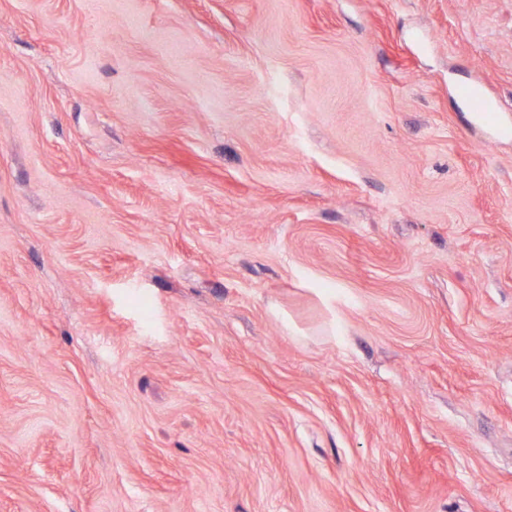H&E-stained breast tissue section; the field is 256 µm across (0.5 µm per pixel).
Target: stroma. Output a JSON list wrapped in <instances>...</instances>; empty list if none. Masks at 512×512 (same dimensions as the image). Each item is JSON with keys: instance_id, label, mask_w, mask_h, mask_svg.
I'll use <instances>...</instances> for the list:
<instances>
[{"instance_id": "1", "label": "stroma", "mask_w": 512, "mask_h": 512, "mask_svg": "<svg viewBox=\"0 0 512 512\" xmlns=\"http://www.w3.org/2000/svg\"><path fill=\"white\" fill-rule=\"evenodd\" d=\"M0 512H512V0H0Z\"/></svg>"}]
</instances>
